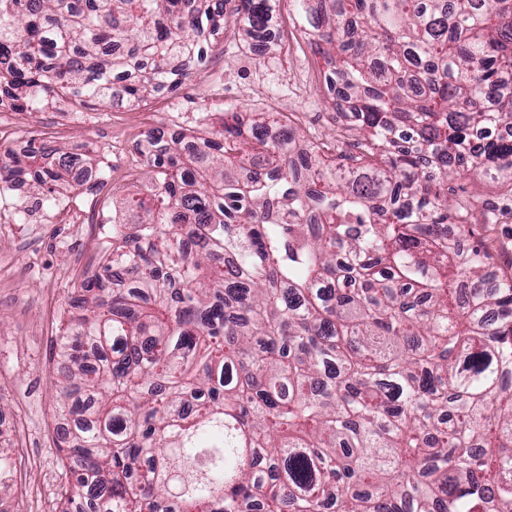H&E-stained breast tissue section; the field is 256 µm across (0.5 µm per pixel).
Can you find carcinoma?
Listing matches in <instances>:
<instances>
[{"label": "carcinoma", "mask_w": 512, "mask_h": 512, "mask_svg": "<svg viewBox=\"0 0 512 512\" xmlns=\"http://www.w3.org/2000/svg\"><path fill=\"white\" fill-rule=\"evenodd\" d=\"M0 0V106L181 87L232 0ZM250 38L279 0H239ZM356 151L156 130L58 349V512H512V275L448 178L512 177V0H290ZM46 190L99 157L0 153Z\"/></svg>", "instance_id": "1"}]
</instances>
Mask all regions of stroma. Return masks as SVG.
Returning a JSON list of instances; mask_svg holds the SVG:
<instances>
[{
  "mask_svg": "<svg viewBox=\"0 0 512 512\" xmlns=\"http://www.w3.org/2000/svg\"><path fill=\"white\" fill-rule=\"evenodd\" d=\"M328 65L289 0H281L275 38L254 51L233 15L206 47V59L174 93L155 94L132 107L97 105L75 112L56 100L26 110L23 125L0 122V152L22 153L29 141L54 147L89 142L112 158L106 186L94 185L58 196L56 203L33 207L36 189L19 185L8 194L0 219V414L14 416L12 429L0 433L9 448L13 475L0 482V512H55L61 482L56 447L57 350L71 292L95 261L109 231L115 205L141 192L147 164L140 128L164 127L169 112L183 115L181 132L201 135L205 112H232L251 121L273 104L281 119L303 115L300 136L323 153L351 152L347 124L331 107L325 75ZM505 182L451 179L448 205L471 210L474 230L489 211L506 202ZM30 215L17 224L20 207Z\"/></svg>",
  "mask_w": 512,
  "mask_h": 512,
  "instance_id": "35a3bbf8",
  "label": "stroma"
}]
</instances>
